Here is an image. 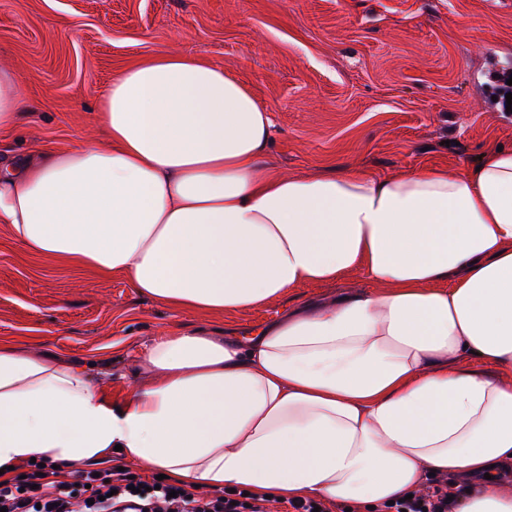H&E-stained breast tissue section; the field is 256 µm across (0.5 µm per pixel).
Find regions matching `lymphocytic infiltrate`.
I'll list each match as a JSON object with an SVG mask.
<instances>
[{
    "instance_id": "f902f5d3",
    "label": "lymphocytic infiltrate",
    "mask_w": 512,
    "mask_h": 512,
    "mask_svg": "<svg viewBox=\"0 0 512 512\" xmlns=\"http://www.w3.org/2000/svg\"><path fill=\"white\" fill-rule=\"evenodd\" d=\"M58 471L28 472L25 478L0 481V508L6 512H267L265 497L250 494L203 497L185 487L161 483L147 488L131 481L128 471L110 467L77 471L61 481Z\"/></svg>"
}]
</instances>
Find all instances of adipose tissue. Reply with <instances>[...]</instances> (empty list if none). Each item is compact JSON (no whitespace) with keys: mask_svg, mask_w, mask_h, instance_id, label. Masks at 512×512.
<instances>
[{"mask_svg":"<svg viewBox=\"0 0 512 512\" xmlns=\"http://www.w3.org/2000/svg\"><path fill=\"white\" fill-rule=\"evenodd\" d=\"M25 107L0 69V130ZM84 143L0 158V224L29 252L120 274L156 302L232 315L360 272L370 287L242 339L153 342L122 400L85 361L0 341V476L114 448L192 488L380 506L430 475L456 512H512V145L456 173L283 176L239 79L160 53L113 76Z\"/></svg>","mask_w":512,"mask_h":512,"instance_id":"obj_1","label":"adipose tissue"}]
</instances>
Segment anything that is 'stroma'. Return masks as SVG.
Returning a JSON list of instances; mask_svg holds the SVG:
<instances>
[{"label":"stroma","instance_id":"stroma-1","mask_svg":"<svg viewBox=\"0 0 512 512\" xmlns=\"http://www.w3.org/2000/svg\"><path fill=\"white\" fill-rule=\"evenodd\" d=\"M158 52L204 59L248 85L273 120L285 175L361 165L457 172L478 147L512 145V0H0V68L26 109L0 152L107 146L96 92ZM359 274L231 316L175 311L26 251L0 224V340L110 365L123 398L148 346L173 330L252 334L284 311L366 288Z\"/></svg>","mask_w":512,"mask_h":512}]
</instances>
